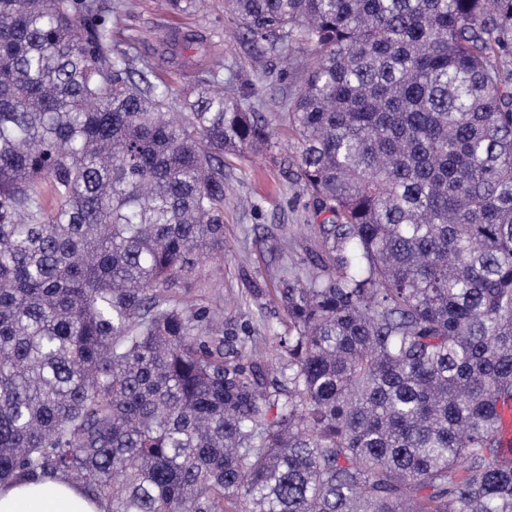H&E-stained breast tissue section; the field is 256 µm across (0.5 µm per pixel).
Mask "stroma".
<instances>
[{
    "mask_svg": "<svg viewBox=\"0 0 512 512\" xmlns=\"http://www.w3.org/2000/svg\"><path fill=\"white\" fill-rule=\"evenodd\" d=\"M113 37L136 60L151 66L173 94L187 88L177 65L159 51L176 29L201 30L211 36L214 56L231 65L236 80H250L252 106L264 113L275 134L259 153L228 154L224 174L230 190L224 200L223 269L209 273L205 285L181 286L187 300L224 311V331L243 341L247 358L267 373L279 368L281 336L288 333V317L276 295L284 268L309 267L318 246L310 225L319 223L312 199L289 163L298 143L281 122L302 86L311 52L300 46L275 57L257 52L224 12V0H196L186 13L169 14L160 0H122L112 13V0H100Z\"/></svg>",
    "mask_w": 512,
    "mask_h": 512,
    "instance_id": "35a3bbf8",
    "label": "stroma"
}]
</instances>
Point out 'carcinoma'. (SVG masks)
I'll list each match as a JSON object with an SVG mask.
<instances>
[{
  "label": "carcinoma",
  "instance_id": "obj_1",
  "mask_svg": "<svg viewBox=\"0 0 512 512\" xmlns=\"http://www.w3.org/2000/svg\"><path fill=\"white\" fill-rule=\"evenodd\" d=\"M315 54L282 120L321 223L273 378L173 295L272 130L207 37L182 99L98 0H0V484L104 512H512V0H224Z\"/></svg>",
  "mask_w": 512,
  "mask_h": 512
}]
</instances>
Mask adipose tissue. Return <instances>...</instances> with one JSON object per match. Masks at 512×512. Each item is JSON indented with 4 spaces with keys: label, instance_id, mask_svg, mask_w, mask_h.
Segmentation results:
<instances>
[{
    "label": "adipose tissue",
    "instance_id": "adipose-tissue-1",
    "mask_svg": "<svg viewBox=\"0 0 512 512\" xmlns=\"http://www.w3.org/2000/svg\"><path fill=\"white\" fill-rule=\"evenodd\" d=\"M0 512H103L67 480L0 486Z\"/></svg>",
    "mask_w": 512,
    "mask_h": 512
}]
</instances>
